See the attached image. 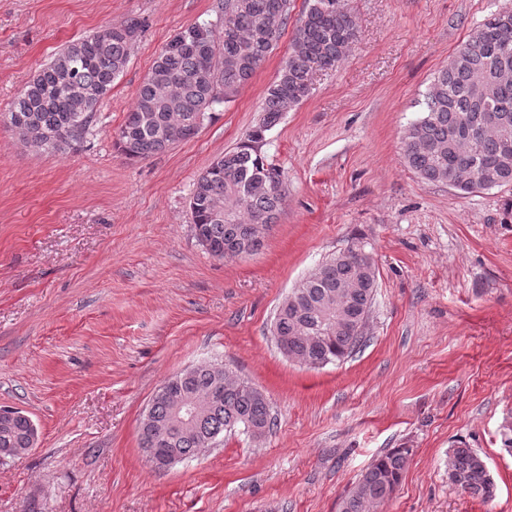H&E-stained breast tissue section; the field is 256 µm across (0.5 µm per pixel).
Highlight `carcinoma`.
<instances>
[{"instance_id": "1", "label": "carcinoma", "mask_w": 512, "mask_h": 512, "mask_svg": "<svg viewBox=\"0 0 512 512\" xmlns=\"http://www.w3.org/2000/svg\"><path fill=\"white\" fill-rule=\"evenodd\" d=\"M290 0H222L216 22L190 24L165 44L140 85L134 107L115 132L114 144L129 160L165 153L194 137L216 108L231 102L255 76L288 24ZM219 26L222 40L213 35ZM142 21L119 25L68 42L23 87L3 113L20 140L41 152L64 153L86 141L96 112L124 72ZM358 39L342 0H310L291 52L262 102L263 118L236 148L214 160L195 182L190 198L200 245L218 259H235L252 224H273L287 197L283 172L261 148L282 115L306 98L316 72L333 69ZM208 45L202 58L187 50ZM456 63L434 76L421 105L424 116L402 138L406 165L428 182L455 180L462 195L512 186V10L487 16L453 53ZM369 254H332L322 270L298 283L300 308L279 305L271 334L280 352L297 362H340L366 342L365 335L336 326L334 301L358 316L370 312L377 271ZM216 381L200 367L167 378L139 424L140 446L158 469L169 448L186 460L234 431L274 425L264 394L232 380L212 398ZM184 398L198 412L185 429L171 428L173 408ZM33 420L23 411L0 409V451L26 448ZM411 448H392L373 459L340 512H378L399 484ZM448 483L483 500L494 496L484 459L459 446L448 455Z\"/></svg>"}]
</instances>
